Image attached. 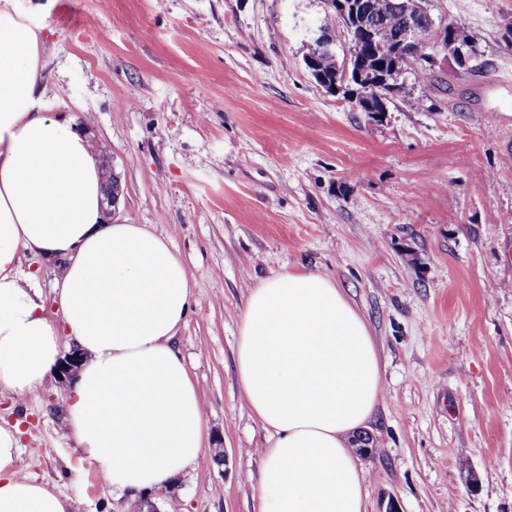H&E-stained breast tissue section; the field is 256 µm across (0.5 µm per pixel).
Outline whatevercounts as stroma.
Here are the masks:
<instances>
[{"instance_id":"1","label":"stroma","mask_w":512,"mask_h":512,"mask_svg":"<svg viewBox=\"0 0 512 512\" xmlns=\"http://www.w3.org/2000/svg\"><path fill=\"white\" fill-rule=\"evenodd\" d=\"M14 5L43 28L46 112L73 116L118 179L114 221L166 236L188 270L175 344L204 461L161 512H255L266 432L234 355L249 288L287 270L335 280L375 341L368 512H512V0H429L476 56L435 52L376 116L306 69L326 0ZM69 388L0 397L22 472L78 512H139L78 450Z\"/></svg>"}]
</instances>
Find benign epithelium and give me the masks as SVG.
Segmentation results:
<instances>
[{
	"label": "benign epithelium",
	"instance_id": "7a95c632",
	"mask_svg": "<svg viewBox=\"0 0 512 512\" xmlns=\"http://www.w3.org/2000/svg\"><path fill=\"white\" fill-rule=\"evenodd\" d=\"M331 8L338 10L342 25L349 38V46L341 66L336 69L333 81L321 79L324 87L331 93H343L356 107L370 114L386 111V101L395 92L391 81L385 73H372L368 69V60L355 46V30L351 18L365 16L367 5L361 6L352 0H327ZM450 25L436 21L424 5V0H408L403 4L402 23L389 43L381 46L387 51L391 60V72H403L411 58L416 57L421 62H431V51L443 47L448 51L458 65H466L474 56L471 43L461 38L448 41ZM310 45L317 47L320 53L335 52L333 36L324 30H319L312 38ZM80 363V355L72 350L65 354L58 364V375L67 378L75 372Z\"/></svg>",
	"mask_w": 512,
	"mask_h": 512
}]
</instances>
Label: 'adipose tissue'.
I'll return each instance as SVG.
<instances>
[{"label": "adipose tissue", "mask_w": 512, "mask_h": 512, "mask_svg": "<svg viewBox=\"0 0 512 512\" xmlns=\"http://www.w3.org/2000/svg\"><path fill=\"white\" fill-rule=\"evenodd\" d=\"M41 30L0 0V394L23 399L56 369L62 345L84 356L67 396L75 442L113 490L171 489L203 460L204 408L174 345L191 290L169 240L108 223L86 131L49 117ZM64 261L59 322L44 314L21 258ZM238 383L268 432L257 512H368L349 446L382 396L368 326L335 281L288 271L248 291ZM20 430L0 425V512H76L23 474Z\"/></svg>", "instance_id": "adipose-tissue-1"}]
</instances>
